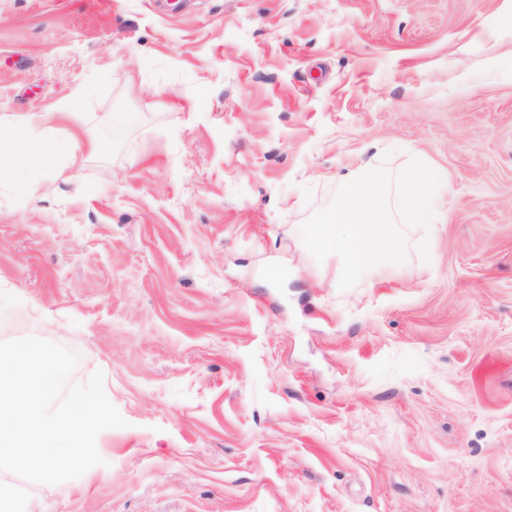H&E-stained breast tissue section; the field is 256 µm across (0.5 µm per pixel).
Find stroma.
Segmentation results:
<instances>
[{"label": "stroma", "instance_id": "1", "mask_svg": "<svg viewBox=\"0 0 512 512\" xmlns=\"http://www.w3.org/2000/svg\"><path fill=\"white\" fill-rule=\"evenodd\" d=\"M0 341L76 352L127 425L35 512H512V0H0ZM447 170L445 219L338 287L341 174ZM74 98L60 104L58 112L41 116L35 124L29 119H24L14 127V142L21 148L27 159V168L23 172H16L10 161L0 154V184L18 178L34 179L47 172H53L57 178L63 180L74 179L67 168L58 162V144L51 134V124L55 120L69 123V140L73 145L72 156L82 149L81 126L78 122V113L73 112ZM43 125L47 128L37 131L35 126Z\"/></svg>", "mask_w": 512, "mask_h": 512}]
</instances>
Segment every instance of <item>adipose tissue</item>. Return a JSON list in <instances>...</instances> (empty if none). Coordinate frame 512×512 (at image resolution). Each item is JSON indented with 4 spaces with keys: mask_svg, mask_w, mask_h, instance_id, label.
<instances>
[{
    "mask_svg": "<svg viewBox=\"0 0 512 512\" xmlns=\"http://www.w3.org/2000/svg\"><path fill=\"white\" fill-rule=\"evenodd\" d=\"M74 106V100L70 99L61 103L58 111L39 117L38 121L25 119L16 124L13 138L27 159V168L24 172H16L10 161L0 154V183L21 176L34 179L48 172L58 178L68 179L66 167L58 162V144L51 134L50 126L57 120L67 122L69 140L74 150L85 147L81 141V126Z\"/></svg>",
    "mask_w": 512,
    "mask_h": 512,
    "instance_id": "obj_1",
    "label": "adipose tissue"
}]
</instances>
